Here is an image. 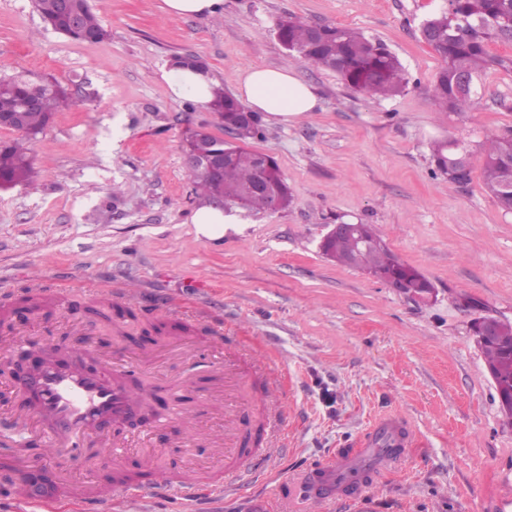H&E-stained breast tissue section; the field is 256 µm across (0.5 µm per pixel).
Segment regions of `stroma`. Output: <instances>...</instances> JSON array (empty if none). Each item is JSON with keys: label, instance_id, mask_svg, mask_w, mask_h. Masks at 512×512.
<instances>
[{"label": "stroma", "instance_id": "35a3bbf8", "mask_svg": "<svg viewBox=\"0 0 512 512\" xmlns=\"http://www.w3.org/2000/svg\"><path fill=\"white\" fill-rule=\"evenodd\" d=\"M441 0H224L211 18L168 16L162 0H91L110 32L78 42L47 26L31 0H0V77L34 73L67 87L72 104L22 141L29 181L0 190V289L39 282L81 303L88 291L127 288L132 319L22 311L0 341L43 331L81 353L82 333L113 344L115 364L137 368V384L164 401L173 383L199 378L224 350L259 353L284 402L272 464L252 469L237 494L116 500L112 512H512V423L470 331L477 316L512 321V213L484 182L482 142L512 130V72L492 65L478 105L447 112L432 96L438 58L421 36ZM356 28L384 42L408 85L395 96L353 91L335 72L291 62L275 34L279 18ZM178 56L202 60L234 95L251 65H292L318 106L301 119L262 118L249 149L275 159L292 194L275 214L239 210L211 241L192 219L205 200L184 165L186 128L223 137L208 106L176 97L160 68ZM454 140L470 152L464 185L437 173L433 148ZM372 225L389 250L433 285L422 300L395 293L325 257L336 223ZM180 312L163 332L165 308ZM214 324L223 346L203 358L169 354L178 329ZM412 427L404 461L356 495L309 503L305 475L337 450L356 448L380 416ZM0 441L25 448L32 472L91 473L59 446L0 425Z\"/></svg>", "mask_w": 512, "mask_h": 512}]
</instances>
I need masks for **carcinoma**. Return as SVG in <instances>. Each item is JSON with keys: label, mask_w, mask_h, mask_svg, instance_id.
<instances>
[{"label": "carcinoma", "mask_w": 512, "mask_h": 512, "mask_svg": "<svg viewBox=\"0 0 512 512\" xmlns=\"http://www.w3.org/2000/svg\"><path fill=\"white\" fill-rule=\"evenodd\" d=\"M44 22L58 33L74 41L100 42L108 31L92 12L89 0H73L80 15V25L70 28L59 8V0H33ZM429 45L438 56L439 67L432 92L440 105L450 111H465L475 104L474 85L489 65L485 46L490 41L512 42V0H443L440 8L421 26ZM281 43L295 54V59L316 68L336 71L350 88L378 97H389L403 90L408 80L398 57L379 40L363 32L335 25L321 26L314 34L311 25L293 17L277 24ZM67 90L55 80H31L23 75L0 78V112L22 116L19 133L34 137L49 123L53 112L68 103ZM210 108L222 126L235 129L234 142L210 136L208 145L226 150L229 159L224 171L216 177L193 175L195 191L212 200L221 194L224 204H235L248 210L267 212L266 198L260 193L245 195V190L261 177L258 153L244 147L250 139L261 136L258 118L242 123L239 113L245 111L236 99L213 89ZM486 187L504 211L512 210V194L505 185L512 181V131L492 137L484 145ZM461 150L451 141L439 142L434 148L436 170L456 178V160ZM32 161L15 141L0 142V186L27 181ZM271 189L288 206L291 195L277 163H272ZM360 235L371 242L359 247L346 239L327 245L323 254L337 262L361 269L382 280L399 273L413 288H429L430 282L417 270L404 264L383 243L369 224L359 226ZM485 361L503 386L512 387V323L499 322L496 341L479 345Z\"/></svg>", "instance_id": "obj_1"}]
</instances>
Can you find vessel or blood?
Instances as JSON below:
<instances>
[{"label":"vessel or blood","mask_w":512,"mask_h":512,"mask_svg":"<svg viewBox=\"0 0 512 512\" xmlns=\"http://www.w3.org/2000/svg\"><path fill=\"white\" fill-rule=\"evenodd\" d=\"M248 372L254 378H264L267 365L250 353L231 354L225 356L223 364L211 367L206 383L211 386L223 380L240 379ZM122 376V370L112 368L105 356L90 350L84 356L72 357L50 348L39 338L24 339L7 347L0 345V377L9 380L11 389L22 397L19 404L0 412V418L31 428L34 435L56 438L69 461L74 463L84 457L85 440L96 438L108 450L98 466L112 474L105 486L92 480L79 485L60 478L36 481L26 465L10 462L6 470L15 502L46 503L68 497L77 501L83 512H105L116 497L196 493L202 485L196 468L184 465L171 473L157 471L156 451L146 445L157 428L173 422L189 425L190 415L173 410L156 418L152 425L139 424L137 415L144 404L145 392L133 389L131 384L123 382ZM264 401L261 392L242 401L234 390H226L224 415L230 419L231 426L224 435L223 448L214 449L211 441L203 436L193 439V447L216 450L221 460L215 488L225 492L236 489L242 476L240 464L254 453L245 438V420L259 415L258 409ZM259 417L262 435L274 437L279 416ZM409 438L410 430L401 415L389 413L378 418L358 448L336 452L329 462L308 473L305 488L312 503L318 505L326 496L343 494L358 459L377 453L386 444L406 448ZM130 448L141 451L142 467L135 475L124 465L125 453Z\"/></svg>","instance_id":"b4317fda"}]
</instances>
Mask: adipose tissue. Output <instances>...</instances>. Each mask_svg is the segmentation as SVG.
Segmentation results:
<instances>
[{"instance_id": "1", "label": "adipose tissue", "mask_w": 512, "mask_h": 512, "mask_svg": "<svg viewBox=\"0 0 512 512\" xmlns=\"http://www.w3.org/2000/svg\"><path fill=\"white\" fill-rule=\"evenodd\" d=\"M160 76L178 97L190 96L200 104L211 98L212 81L208 74L191 69L161 71ZM237 97L249 110L262 112L288 123L314 111L318 97L313 88L298 79L288 67L251 66L237 78Z\"/></svg>"}]
</instances>
